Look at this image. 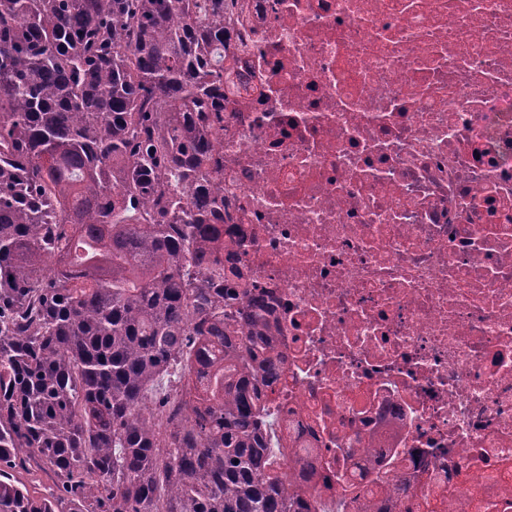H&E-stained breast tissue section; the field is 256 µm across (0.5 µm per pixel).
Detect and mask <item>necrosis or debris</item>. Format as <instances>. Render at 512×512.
<instances>
[{"label":"necrosis or debris","mask_w":512,"mask_h":512,"mask_svg":"<svg viewBox=\"0 0 512 512\" xmlns=\"http://www.w3.org/2000/svg\"><path fill=\"white\" fill-rule=\"evenodd\" d=\"M241 5L224 203L286 358L273 467L512 512V0Z\"/></svg>","instance_id":"obj_1"}]
</instances>
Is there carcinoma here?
I'll return each mask as SVG.
<instances>
[{
	"instance_id": "1",
	"label": "carcinoma",
	"mask_w": 512,
	"mask_h": 512,
	"mask_svg": "<svg viewBox=\"0 0 512 512\" xmlns=\"http://www.w3.org/2000/svg\"><path fill=\"white\" fill-rule=\"evenodd\" d=\"M237 8L0 0V512H317L269 468L285 357L224 261Z\"/></svg>"
}]
</instances>
